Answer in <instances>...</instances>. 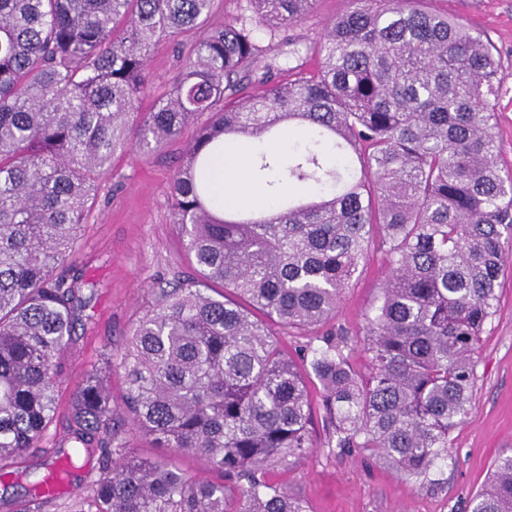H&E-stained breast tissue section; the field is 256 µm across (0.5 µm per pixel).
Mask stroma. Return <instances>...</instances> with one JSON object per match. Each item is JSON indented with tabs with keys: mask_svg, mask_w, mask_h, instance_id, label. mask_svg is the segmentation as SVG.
<instances>
[{
	"mask_svg": "<svg viewBox=\"0 0 512 512\" xmlns=\"http://www.w3.org/2000/svg\"><path fill=\"white\" fill-rule=\"evenodd\" d=\"M346 6L347 0H318L314 13L290 29L289 41L271 43L266 61L287 66L294 46L319 40L326 24ZM432 6L483 31L504 60L496 133L503 167L512 171V0H433ZM182 70L175 43L160 41L149 66L150 98L168 94ZM193 134V128H186L162 150L135 162L116 156L111 174L99 185L81 226L74 262L89 286L65 358L60 408L41 446L18 459L10 480L0 483V512H21L26 489L44 461L61 459L70 423L66 404L85 372L109 376L112 401L121 402L125 383L119 363L131 326L156 304L159 284L192 274L170 208L169 184ZM385 267L383 253L372 250L343 293L333 326L360 336ZM500 282L496 312L478 344L472 416L450 434L447 459L427 477H406L366 450L342 454L328 447L319 407L321 385L312 378L307 387L315 407L310 426L314 446L302 459L272 464V479L301 499L307 512H463L483 488L496 457L512 449V263L503 268ZM99 460L96 454L85 458L41 512H77L93 493Z\"/></svg>",
	"mask_w": 512,
	"mask_h": 512,
	"instance_id": "stroma-1",
	"label": "stroma"
}]
</instances>
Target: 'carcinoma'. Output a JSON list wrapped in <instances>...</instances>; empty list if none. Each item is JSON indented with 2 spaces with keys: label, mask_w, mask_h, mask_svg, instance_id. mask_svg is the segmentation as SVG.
Returning a JSON list of instances; mask_svg holds the SVG:
<instances>
[{
  "label": "carcinoma",
  "mask_w": 512,
  "mask_h": 512,
  "mask_svg": "<svg viewBox=\"0 0 512 512\" xmlns=\"http://www.w3.org/2000/svg\"><path fill=\"white\" fill-rule=\"evenodd\" d=\"M206 32L213 0H0V477L45 438L86 282L66 271L117 153L147 156L196 125L169 198L196 278L160 289L132 327L119 405L86 374L64 464L40 505L106 447L95 512H306L268 466L313 447L306 378L322 386L328 447L368 448L409 478L448 458L471 416L477 345L512 244V172L492 123L504 64L486 34L426 0H348L286 70L263 62L316 0H246ZM194 34L175 89L140 102L157 39ZM258 95L242 94L252 82ZM292 142L288 164L273 149ZM253 144L274 208L212 207L222 147ZM386 260L365 314L368 375L335 318L372 248ZM310 336L296 361L270 324ZM151 457L126 453L125 426ZM192 455L223 475L199 481ZM470 512H512V454Z\"/></svg>",
  "instance_id": "cac0c4a2"
}]
</instances>
